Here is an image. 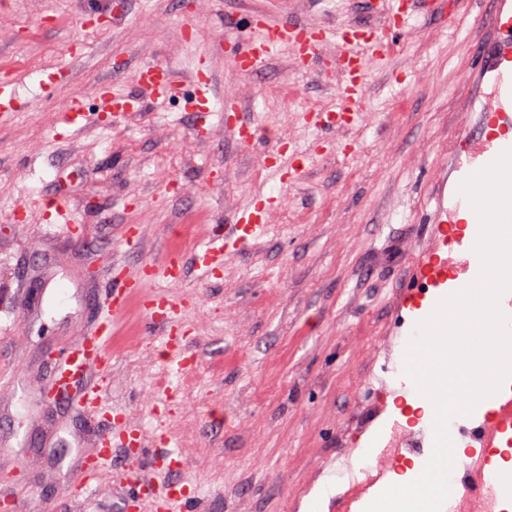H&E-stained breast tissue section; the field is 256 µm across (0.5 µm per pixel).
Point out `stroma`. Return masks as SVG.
<instances>
[{
  "label": "stroma",
  "instance_id": "1",
  "mask_svg": "<svg viewBox=\"0 0 512 512\" xmlns=\"http://www.w3.org/2000/svg\"><path fill=\"white\" fill-rule=\"evenodd\" d=\"M391 10L390 0H0V80L24 102L0 118V361L14 373L0 384V504L134 512L128 476L149 466L146 457L119 460L72 493L103 421L71 399L44 401L47 355L93 331L114 266L133 272L172 249L193 254L208 225L230 223L259 192L279 199L270 233L227 256L211 279L192 272L163 286L185 308L181 338L198 364L170 373L164 345L145 335L131 302L110 362L94 375L105 410L182 452L173 478L199 490L197 512H328L343 483L337 449L370 448L381 424L402 419L415 394L379 392L374 378L386 347L401 341L398 302L428 243L434 173L465 131L492 29L473 0L412 14L367 76L371 111L323 133L299 116L331 106L344 85L338 39L324 46L326 73L295 70L281 49L272 67L244 77L213 47L247 13L364 31L385 28ZM203 56L215 75L212 137L194 140L184 102L160 99L138 114L93 113L59 138L75 93L106 83L134 95V62L185 79ZM49 72L59 79L46 87ZM230 96L266 140L311 155L295 182L265 168L261 146L236 142L220 109ZM44 199L74 226L55 224ZM129 224L143 229L132 253L120 245ZM55 285L68 292L57 312L45 298Z\"/></svg>",
  "mask_w": 512,
  "mask_h": 512
}]
</instances>
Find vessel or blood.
I'll list each match as a JSON object with an SVG mask.
<instances>
[{"label": "vessel or blood", "instance_id": "obj_1", "mask_svg": "<svg viewBox=\"0 0 512 512\" xmlns=\"http://www.w3.org/2000/svg\"><path fill=\"white\" fill-rule=\"evenodd\" d=\"M488 19L495 42L479 56L476 74L480 92L469 121L483 129L488 126L501 129L502 134L497 137L483 132L457 139L448 152L447 168L437 172L441 191L436 198L435 230L429 237L427 256L405 286L399 303L397 315L404 324H414L428 317L441 298L467 286L480 271V261L473 251L475 235H451L445 227L456 223L459 213L470 209L467 199L458 192L461 181L491 163L502 151L512 148V0H497ZM340 33V28L316 30L286 15L276 23L259 15L247 16L241 19L238 35L233 40L236 48L233 67L239 74H253L273 59L278 46L286 45L293 52L295 67L311 72L329 35ZM345 46L360 76L349 80L335 105L302 113L301 119L306 125L322 129L338 122L357 120L366 105L364 76L389 55L393 41L388 35L374 32L365 39L346 40ZM137 83L142 90L138 97L115 95L109 86L99 87L93 98L98 110L135 113L143 108L146 99L180 96L196 114V135L210 136L212 78L207 61H200L190 79L183 83L174 80L169 71L143 65L137 69ZM87 102L84 95H74L63 114L64 125L75 127L87 121L90 116ZM274 203L271 196L253 197L236 213L233 223L207 232L202 253L193 261H186L182 253L171 252L161 262L114 278L102 306L98 333L81 341L64 356V373L88 377L106 362L109 338L119 328L130 299L139 301L149 330L171 335L180 319L179 308L160 290V283L183 280L190 265L203 276H210L212 265L223 262L228 245L245 247L265 230ZM490 403L496 408L498 421H490L481 409H474L462 422L458 447H497L499 424H512V392H498ZM107 424L98 454L84 467L85 483H92L102 472L111 469L114 458L125 453L130 444L140 447L146 444L141 429L129 417L111 418ZM154 459L155 470L169 473L178 467L183 456L179 450L171 448L169 441L162 440L154 448ZM462 489L465 497H482L488 490L485 470L478 465L470 466L462 479ZM129 490L130 502L148 505L150 512H192L193 494L174 480L160 483L153 473L136 474L131 478Z\"/></svg>", "mask_w": 512, "mask_h": 512}]
</instances>
